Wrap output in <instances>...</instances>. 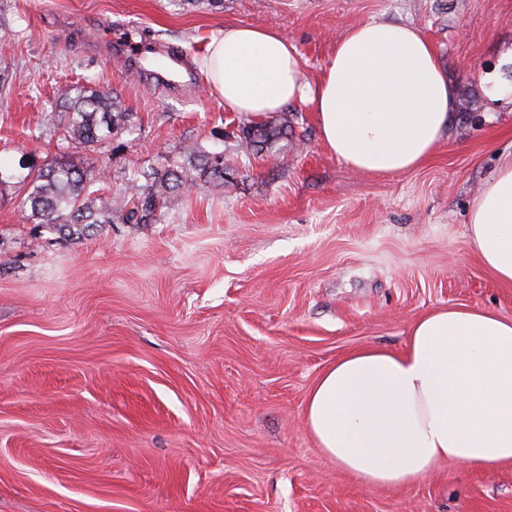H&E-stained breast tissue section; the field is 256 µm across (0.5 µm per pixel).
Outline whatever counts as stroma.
I'll return each instance as SVG.
<instances>
[{"label": "stroma", "mask_w": 512, "mask_h": 512, "mask_svg": "<svg viewBox=\"0 0 512 512\" xmlns=\"http://www.w3.org/2000/svg\"><path fill=\"white\" fill-rule=\"evenodd\" d=\"M420 27L458 108L422 166L349 169L300 103L252 116L138 73L156 45L196 58L211 32L259 24L294 43L304 80L351 26ZM512 0H0V168L56 157L100 170L102 201L134 171L190 170L185 147L224 157L148 224L64 236L23 220L0 185V512H512V465L439 463L417 483L361 486L316 447L308 393L343 354L402 349L449 306L512 319V284L467 237L480 188L512 157ZM111 90L124 130L60 154L46 124L66 89ZM251 130H256L255 137L253 138ZM246 134L249 138V144L256 150L262 151L272 146L282 139L284 135H287L286 129L275 126H261V127H250L246 130Z\"/></svg>", "instance_id": "35a3bbf8"}]
</instances>
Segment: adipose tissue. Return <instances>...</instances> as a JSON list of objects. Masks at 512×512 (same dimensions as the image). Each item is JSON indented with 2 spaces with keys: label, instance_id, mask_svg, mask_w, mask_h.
Here are the masks:
<instances>
[{
  "label": "adipose tissue",
  "instance_id": "ef3b65f1",
  "mask_svg": "<svg viewBox=\"0 0 512 512\" xmlns=\"http://www.w3.org/2000/svg\"><path fill=\"white\" fill-rule=\"evenodd\" d=\"M197 61L228 111L262 119L307 106L327 149L361 172L419 167L457 109L434 46L414 25L355 24L313 83L296 46L255 24L213 31ZM468 233L484 267L512 284V160L483 186ZM304 421L316 447L366 486L412 484L444 460L473 470L512 463V319L438 309L412 324L401 351H350L315 381Z\"/></svg>",
  "mask_w": 512,
  "mask_h": 512
}]
</instances>
